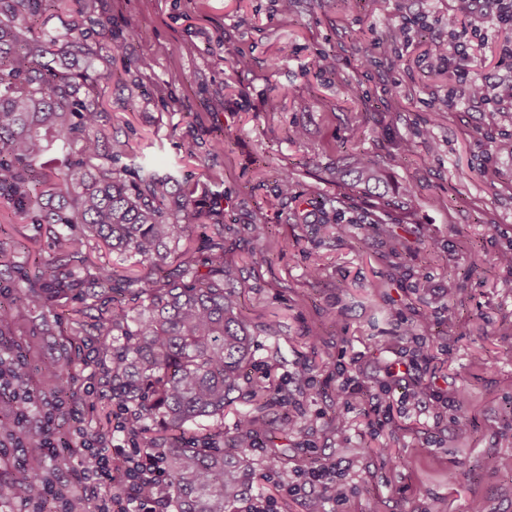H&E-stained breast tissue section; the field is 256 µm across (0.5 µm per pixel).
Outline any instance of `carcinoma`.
Returning <instances> with one entry per match:
<instances>
[{
    "mask_svg": "<svg viewBox=\"0 0 512 512\" xmlns=\"http://www.w3.org/2000/svg\"><path fill=\"white\" fill-rule=\"evenodd\" d=\"M62 0H0V197L14 212L47 225L57 243L54 259L37 258L20 273L27 299L45 306L80 300L97 311L77 333L94 337L96 360L112 395L156 421L168 439L156 451L170 480L168 506L175 512H236L250 490L249 442L260 417L241 416L224 427L188 436L200 420L221 418L251 361L253 333L239 312L232 277L224 270V223L199 210L193 191L170 203L176 180L151 166L124 163L109 144L103 115L94 107L98 49L72 36L64 43L38 26ZM67 153L62 173L51 167L53 148ZM343 209L359 216L367 204L394 218L398 203L378 163L359 156L336 170ZM207 216L216 239L209 255L181 246L190 221ZM99 240L112 251L138 258L157 279L117 290L114 270L86 274L85 243ZM179 254V273L162 276ZM22 298L0 285V325L9 326ZM39 462L20 476L19 494L36 490Z\"/></svg>",
    "mask_w": 512,
    "mask_h": 512,
    "instance_id": "obj_1",
    "label": "carcinoma"
}]
</instances>
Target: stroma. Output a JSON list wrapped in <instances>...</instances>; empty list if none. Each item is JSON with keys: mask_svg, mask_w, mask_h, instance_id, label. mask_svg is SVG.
Masks as SVG:
<instances>
[{"mask_svg": "<svg viewBox=\"0 0 512 512\" xmlns=\"http://www.w3.org/2000/svg\"><path fill=\"white\" fill-rule=\"evenodd\" d=\"M452 4L295 0L286 15L277 0H97L94 13L40 21L105 56L96 103L107 134L223 215L224 267L254 333L248 378L271 387L250 493L273 512H306L290 489L318 459L335 464L344 491L331 512H368L372 499L378 512H467L475 500L512 512V267L497 260L512 247V108L487 133L485 104L462 102L460 73L431 53L465 42L469 62L507 82L512 30L461 38L445 23ZM403 23L406 40L391 43ZM329 52L335 69L318 70ZM143 56L151 69L137 68ZM296 128L303 140L289 139ZM354 152L390 187L414 186L407 223L325 225L343 191L334 172ZM283 174L296 195L286 206ZM256 224L270 230L261 259ZM0 255L15 268L55 255L44 227L3 199ZM13 332L32 367L70 353L77 389L96 395L77 407L88 434L116 413L69 308L29 304ZM397 361L462 395L467 427L452 408L433 424L410 384L388 382ZM356 374L363 391L343 406L336 386ZM386 384L394 422L381 430L369 405ZM490 454L499 469L484 468Z\"/></svg>", "mask_w": 512, "mask_h": 512, "instance_id": "obj_1", "label": "stroma"}]
</instances>
